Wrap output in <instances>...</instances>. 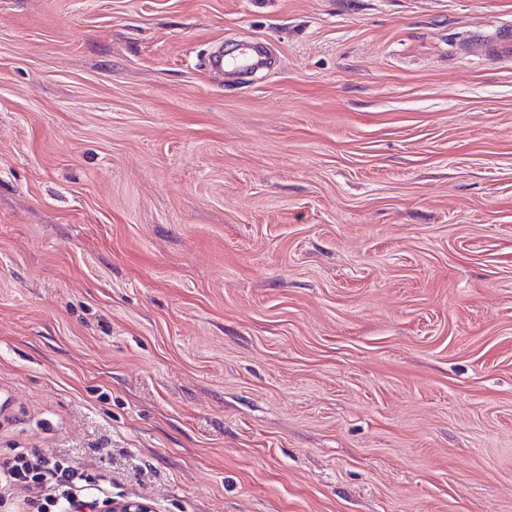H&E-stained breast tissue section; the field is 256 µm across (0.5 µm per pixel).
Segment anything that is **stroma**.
I'll return each instance as SVG.
<instances>
[{"label": "stroma", "mask_w": 512, "mask_h": 512, "mask_svg": "<svg viewBox=\"0 0 512 512\" xmlns=\"http://www.w3.org/2000/svg\"><path fill=\"white\" fill-rule=\"evenodd\" d=\"M505 20L0 0V460L156 512H512V69L461 53Z\"/></svg>", "instance_id": "35a3bbf8"}]
</instances>
